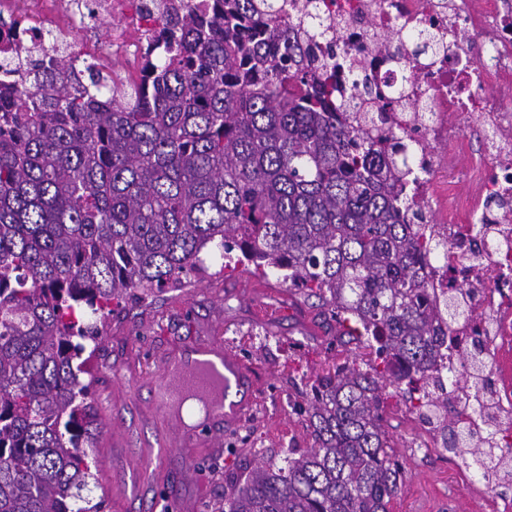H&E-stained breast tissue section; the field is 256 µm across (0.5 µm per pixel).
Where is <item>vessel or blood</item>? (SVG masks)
Instances as JSON below:
<instances>
[{"label": "vessel or blood", "mask_w": 512, "mask_h": 512, "mask_svg": "<svg viewBox=\"0 0 512 512\" xmlns=\"http://www.w3.org/2000/svg\"><path fill=\"white\" fill-rule=\"evenodd\" d=\"M200 352L199 359L182 364L177 381L166 376L156 379L159 411L172 417L187 401L194 400L206 407L208 417H223L230 427L239 425L254 401L247 398L228 403L224 394L230 386L247 385L250 374L245 364L218 343L201 347Z\"/></svg>", "instance_id": "b4317fda"}]
</instances>
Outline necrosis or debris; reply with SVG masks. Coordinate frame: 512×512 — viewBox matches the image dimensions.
<instances>
[{"mask_svg": "<svg viewBox=\"0 0 512 512\" xmlns=\"http://www.w3.org/2000/svg\"><path fill=\"white\" fill-rule=\"evenodd\" d=\"M141 0H0V62L10 61L18 44L40 52L58 41L103 73L113 57L138 60L148 25L137 7ZM118 16L99 44L95 20ZM324 17L336 29V50L366 62L378 80L406 89L409 107L423 109L421 122L404 120L412 144L420 147L426 170L412 191L430 210L448 240L447 259L426 268L433 288H470L468 315L454 327L457 349L474 344L488 350L487 376L500 415L501 462L486 466L492 495L488 512H512V497L496 493L502 461L512 459V113L502 109L496 89L512 84V0H336ZM436 32L444 48L426 71L379 61L372 31H386L395 20ZM84 34L82 42L71 32ZM480 35L474 54L464 34ZM475 122L480 147L470 152L461 122ZM470 154L455 175L441 153ZM466 192H458V182Z\"/></svg>", "mask_w": 512, "mask_h": 512, "instance_id": "necrosis-or-debris-1", "label": "necrosis or debris"}]
</instances>
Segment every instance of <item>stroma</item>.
I'll return each mask as SVG.
<instances>
[{"label": "stroma", "mask_w": 512, "mask_h": 512, "mask_svg": "<svg viewBox=\"0 0 512 512\" xmlns=\"http://www.w3.org/2000/svg\"><path fill=\"white\" fill-rule=\"evenodd\" d=\"M262 305L274 318L260 317ZM213 342L249 368L260 384V401L236 429L226 430L215 418L184 440L179 424L158 414L152 379L167 362ZM97 343L82 376L96 414L93 453L118 469L90 494L101 512H222L230 478L245 467L242 435L269 454L309 448L297 402L318 375L360 353L337 334L317 298L239 268L189 278L184 287L127 306L106 319ZM397 401L388 397L384 415L404 468L393 512H480L483 491L458 485L437 449L410 447L411 421L391 413Z\"/></svg>", "instance_id": "stroma-1"}]
</instances>
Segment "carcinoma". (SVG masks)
<instances>
[{
	"label": "carcinoma",
	"mask_w": 512,
	"mask_h": 512,
	"mask_svg": "<svg viewBox=\"0 0 512 512\" xmlns=\"http://www.w3.org/2000/svg\"><path fill=\"white\" fill-rule=\"evenodd\" d=\"M312 0H165L121 88L78 56L16 49L25 77L0 82V512H90L97 479L85 341L133 300L210 275L231 252L251 273L322 301L359 360L316 378L312 444L261 456L224 512H391L403 484L383 425L386 389L448 411L441 375L464 315L423 274L442 243L404 190V130L382 87L336 101L352 64L304 48L325 34ZM436 47L420 30L382 34ZM482 345L445 451L496 457Z\"/></svg>",
	"instance_id": "1"
}]
</instances>
